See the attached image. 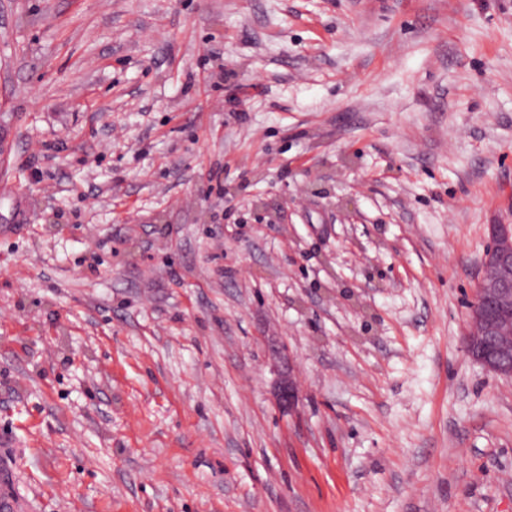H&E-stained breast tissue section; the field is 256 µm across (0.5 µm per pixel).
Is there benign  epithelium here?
Listing matches in <instances>:
<instances>
[{
    "label": "benign epithelium",
    "mask_w": 512,
    "mask_h": 512,
    "mask_svg": "<svg viewBox=\"0 0 512 512\" xmlns=\"http://www.w3.org/2000/svg\"><path fill=\"white\" fill-rule=\"evenodd\" d=\"M490 246L483 265L486 275L471 307L469 329L463 339L468 358L497 375L512 378V224L488 225Z\"/></svg>",
    "instance_id": "benign-epithelium-1"
}]
</instances>
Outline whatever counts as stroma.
<instances>
[{"label":"stroma","instance_id":"stroma-1","mask_svg":"<svg viewBox=\"0 0 512 512\" xmlns=\"http://www.w3.org/2000/svg\"><path fill=\"white\" fill-rule=\"evenodd\" d=\"M0 142L21 512H512V0H0ZM490 246L483 265L486 275L471 307L469 329L463 339L468 358L497 375L512 378V224L488 225Z\"/></svg>","mask_w":512,"mask_h":512}]
</instances>
